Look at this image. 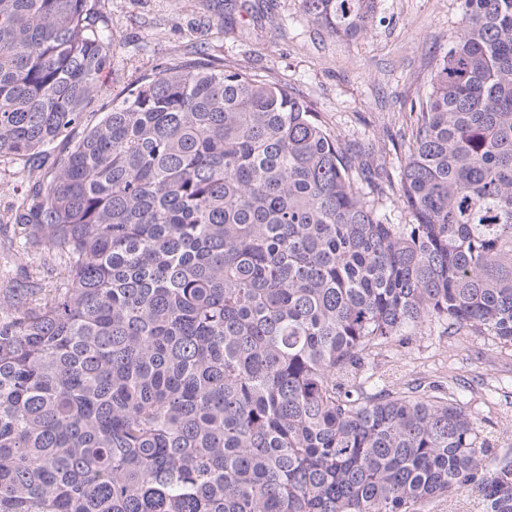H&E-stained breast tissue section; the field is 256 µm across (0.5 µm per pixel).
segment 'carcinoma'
Returning <instances> with one entry per match:
<instances>
[{
	"instance_id": "carcinoma-1",
	"label": "carcinoma",
	"mask_w": 512,
	"mask_h": 512,
	"mask_svg": "<svg viewBox=\"0 0 512 512\" xmlns=\"http://www.w3.org/2000/svg\"><path fill=\"white\" fill-rule=\"evenodd\" d=\"M462 21L392 224L287 85L176 55L105 108L102 0H0V158L66 152L9 217L61 283L0 288V512H512L454 393L360 376L428 321L512 345V0ZM417 512H480L475 496L459 493L452 497L443 496L418 507Z\"/></svg>"
}]
</instances>
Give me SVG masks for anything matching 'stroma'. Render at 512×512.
<instances>
[{"mask_svg": "<svg viewBox=\"0 0 512 512\" xmlns=\"http://www.w3.org/2000/svg\"><path fill=\"white\" fill-rule=\"evenodd\" d=\"M114 48L113 89L157 72L170 56L205 53L225 68L287 84L327 129L389 179L365 183L391 222L408 224L397 176L408 149L409 112L430 89L437 59L461 27L460 0H380L372 29L338 38L317 27L300 0H104ZM10 224L0 226V287L28 282L43 252L16 261ZM415 381L453 386L483 436L512 455V347L487 335L451 336L425 323L409 344L375 358L367 385Z\"/></svg>", "mask_w": 512, "mask_h": 512, "instance_id": "35a3bbf8", "label": "stroma"}]
</instances>
